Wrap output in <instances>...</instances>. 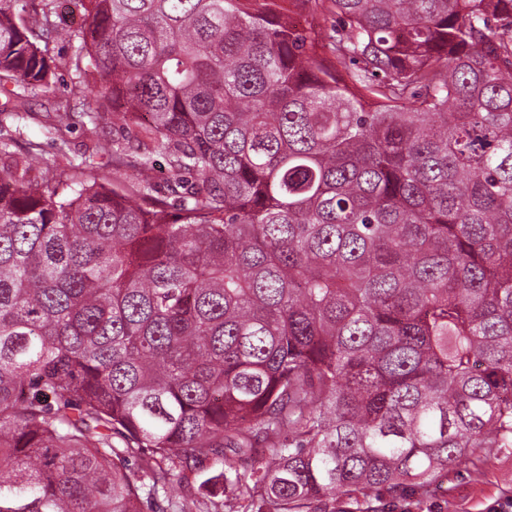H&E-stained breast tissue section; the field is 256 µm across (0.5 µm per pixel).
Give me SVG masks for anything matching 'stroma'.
I'll return each instance as SVG.
<instances>
[{
	"mask_svg": "<svg viewBox=\"0 0 512 512\" xmlns=\"http://www.w3.org/2000/svg\"><path fill=\"white\" fill-rule=\"evenodd\" d=\"M49 48L61 62L56 71L57 94L77 113L70 127L58 133L46 129L39 120L42 98L32 93L25 97L28 118L15 119L12 100L0 93V148L23 151L35 147L38 160L31 171L35 178L45 167L79 164L102 145L132 134L131 129L115 126L108 119L89 121L88 112L96 108L90 93L101 80L99 73L91 69L80 74L66 66L73 53L71 44L56 40ZM511 495L512 448H498L487 457L480 478L472 477L468 460H459L449 470L442 491L432 496L404 491L394 497L391 508L393 512H484L487 505Z\"/></svg>",
	"mask_w": 512,
	"mask_h": 512,
	"instance_id": "stroma-1",
	"label": "stroma"
}]
</instances>
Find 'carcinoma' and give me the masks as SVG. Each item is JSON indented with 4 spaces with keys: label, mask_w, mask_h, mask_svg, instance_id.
I'll return each mask as SVG.
<instances>
[{
    "label": "carcinoma",
    "mask_w": 512,
    "mask_h": 512,
    "mask_svg": "<svg viewBox=\"0 0 512 512\" xmlns=\"http://www.w3.org/2000/svg\"><path fill=\"white\" fill-rule=\"evenodd\" d=\"M54 2L0 0V90L67 125L76 42L136 176L0 151V512H144L206 460V512H390L512 448V0ZM312 4L306 0L283 2L288 22L301 30H307L313 25L316 30L329 31L336 25V15L328 9L313 11Z\"/></svg>",
    "instance_id": "obj_1"
}]
</instances>
